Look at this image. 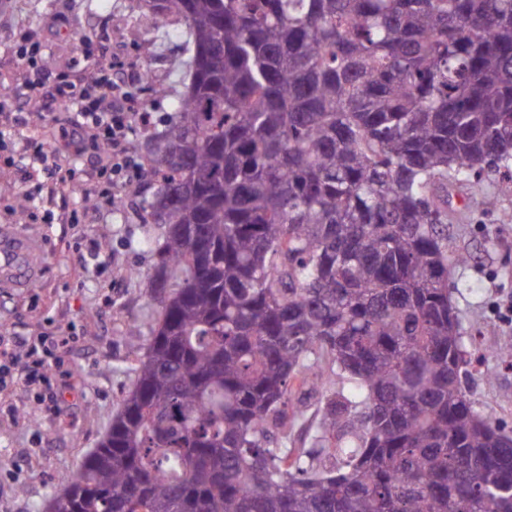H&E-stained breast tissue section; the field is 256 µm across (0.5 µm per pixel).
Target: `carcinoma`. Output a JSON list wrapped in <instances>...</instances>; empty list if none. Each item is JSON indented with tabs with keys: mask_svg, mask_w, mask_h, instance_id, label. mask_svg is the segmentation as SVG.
Listing matches in <instances>:
<instances>
[{
	"mask_svg": "<svg viewBox=\"0 0 512 512\" xmlns=\"http://www.w3.org/2000/svg\"><path fill=\"white\" fill-rule=\"evenodd\" d=\"M165 2L190 81L146 154L159 310L47 512H512L448 294V180L512 190V0Z\"/></svg>",
	"mask_w": 512,
	"mask_h": 512,
	"instance_id": "carcinoma-1",
	"label": "carcinoma"
}]
</instances>
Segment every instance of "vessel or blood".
<instances>
[{
  "mask_svg": "<svg viewBox=\"0 0 512 512\" xmlns=\"http://www.w3.org/2000/svg\"><path fill=\"white\" fill-rule=\"evenodd\" d=\"M42 249L37 239L0 226V287L28 288L38 281Z\"/></svg>",
  "mask_w": 512,
  "mask_h": 512,
  "instance_id": "vessel-or-blood-1",
  "label": "vessel or blood"
}]
</instances>
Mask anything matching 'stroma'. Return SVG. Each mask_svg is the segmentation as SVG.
<instances>
[{
	"instance_id": "1",
	"label": "stroma",
	"mask_w": 512,
	"mask_h": 512,
	"mask_svg": "<svg viewBox=\"0 0 512 512\" xmlns=\"http://www.w3.org/2000/svg\"><path fill=\"white\" fill-rule=\"evenodd\" d=\"M111 2L107 10L101 0H0V83L16 88L24 112L40 115L37 123L18 126L13 111H0V225H14L43 245L41 279L24 289L0 288V336L33 339L66 330L74 337L49 372L47 391L57 396L58 409L20 381L0 390V512H45L64 479L98 447L133 387L132 367L143 353L144 337L129 330L157 310L148 288L154 255L146 240L161 238L164 227L141 221L151 195L144 179L114 191L91 140L59 156V165L73 172L66 185L33 166L34 148L54 147L70 116L45 111L43 100L27 95L26 84L35 75L49 86L88 79L90 63L76 50L78 36L92 38L122 74L134 77L148 67L155 82L179 88L188 81L177 66L186 54L181 20L170 18L158 28L149 0ZM26 49L32 53L27 64L19 59ZM136 108L151 120L128 134L140 162L152 124L173 115L175 101L141 84ZM501 186V174L485 176L484 192L498 199L491 212L480 199L453 191L448 249L471 260L450 266L448 286L462 330L483 357L471 369L469 397L512 435V369L498 359L500 351L512 350V326L492 311L498 296L512 295V193ZM116 192L122 197L117 206Z\"/></svg>"
}]
</instances>
